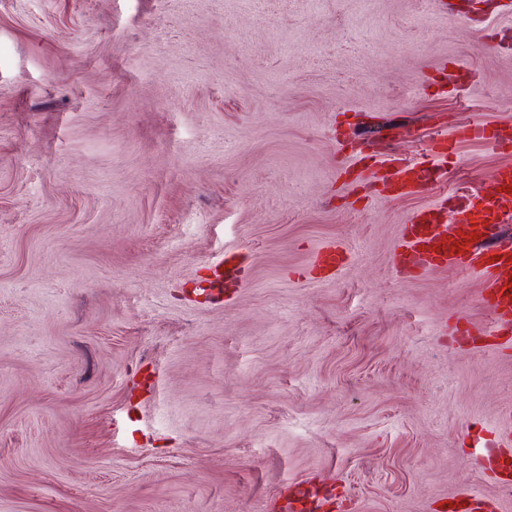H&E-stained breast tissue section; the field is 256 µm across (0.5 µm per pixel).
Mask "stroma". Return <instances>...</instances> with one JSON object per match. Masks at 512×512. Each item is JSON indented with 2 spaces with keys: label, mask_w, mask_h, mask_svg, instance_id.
<instances>
[{
  "label": "stroma",
  "mask_w": 512,
  "mask_h": 512,
  "mask_svg": "<svg viewBox=\"0 0 512 512\" xmlns=\"http://www.w3.org/2000/svg\"><path fill=\"white\" fill-rule=\"evenodd\" d=\"M0 0V512H443L512 498L470 464L512 356L453 342L479 274L396 270L403 225L485 196L462 145L425 192L385 161L512 123V26L485 0ZM461 62L457 96L425 82ZM374 165L343 186L337 131ZM351 251L334 276L328 246ZM242 287L199 284L226 252Z\"/></svg>",
  "instance_id": "obj_1"
}]
</instances>
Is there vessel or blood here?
I'll return each instance as SVG.
<instances>
[{"mask_svg":"<svg viewBox=\"0 0 512 512\" xmlns=\"http://www.w3.org/2000/svg\"><path fill=\"white\" fill-rule=\"evenodd\" d=\"M466 142H479L502 149L512 145L511 125H491L472 122L453 127L448 135L435 142L436 155L446 157L455 154ZM434 164L396 163L394 179L389 190L398 196H411L420 192L436 178ZM492 197L475 203L469 196L455 197L452 207L431 203L418 208L404 225L399 258L404 272L423 268L424 264L435 266L452 265L479 273L483 287L479 299L491 316L486 335L501 336L502 320L512 319V240L496 239L495 230L503 221L504 206L512 204V166L496 168L491 176ZM467 225L466 237L456 239L442 232L447 219ZM241 271L234 254L211 266L203 293L215 299L224 292L230 282H239ZM482 468L505 494H512V466L496 449L487 447L477 455Z\"/></svg>","mask_w":512,"mask_h":512,"instance_id":"1","label":"vessel or blood"}]
</instances>
